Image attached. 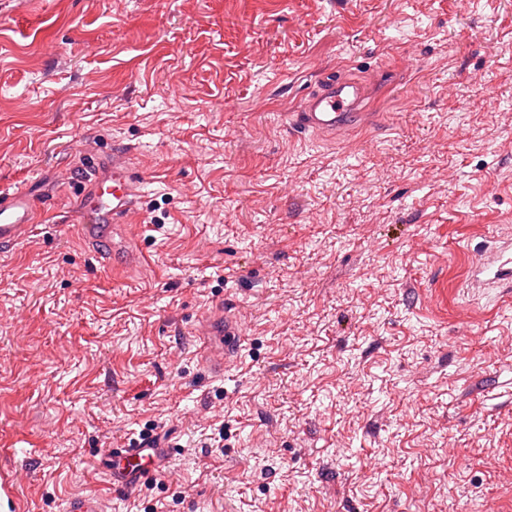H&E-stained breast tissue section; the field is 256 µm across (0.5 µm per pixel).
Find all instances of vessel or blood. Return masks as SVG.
<instances>
[{"instance_id":"vessel-or-blood-1","label":"vessel or blood","mask_w":512,"mask_h":512,"mask_svg":"<svg viewBox=\"0 0 512 512\" xmlns=\"http://www.w3.org/2000/svg\"><path fill=\"white\" fill-rule=\"evenodd\" d=\"M364 90L356 80L334 74L320 77L298 110L292 112L294 126L321 134H336L348 129L363 111ZM79 185L78 217L81 238L98 250L112 247V227L124 223L145 194V180L129 161L128 151L100 153L84 147L83 161L75 178ZM37 218L34 197L29 189L0 191V250L9 251L30 233ZM200 335L213 337L221 345L219 355L206 356L209 371L223 375L237 354L242 333L237 323L224 313L206 316ZM112 485L133 492L145 472L160 469L159 449L129 447L112 455ZM0 512H32V507L17 489L13 470L0 468Z\"/></svg>"}]
</instances>
